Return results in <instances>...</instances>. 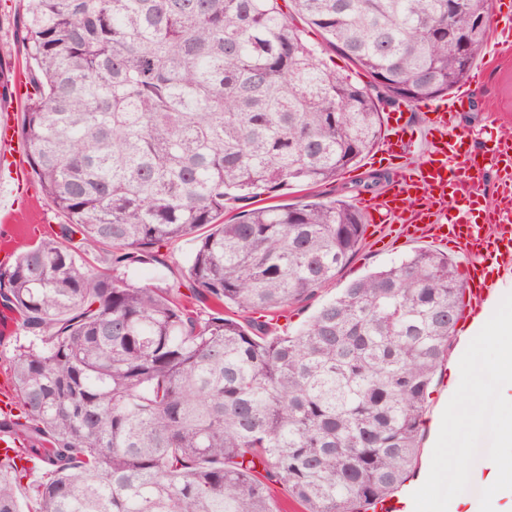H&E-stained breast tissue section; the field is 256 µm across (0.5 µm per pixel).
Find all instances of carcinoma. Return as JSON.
<instances>
[{
  "label": "carcinoma",
  "instance_id": "1",
  "mask_svg": "<svg viewBox=\"0 0 512 512\" xmlns=\"http://www.w3.org/2000/svg\"><path fill=\"white\" fill-rule=\"evenodd\" d=\"M290 2L355 74L278 0H26L21 133L66 222L0 273V304L32 337L0 433L49 467L40 512H274L273 484L306 512H361L417 463L461 315L457 265L415 253L290 333L279 318L350 263L366 221L341 199L250 201L332 181L376 145L381 108L464 83L489 0ZM450 26L474 47L448 48ZM187 237L204 316L127 277ZM25 476L0 464V512H21Z\"/></svg>",
  "mask_w": 512,
  "mask_h": 512
}]
</instances>
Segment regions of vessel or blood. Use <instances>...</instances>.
Here are the masks:
<instances>
[{
	"label": "vessel or blood",
	"instance_id": "obj_1",
	"mask_svg": "<svg viewBox=\"0 0 512 512\" xmlns=\"http://www.w3.org/2000/svg\"><path fill=\"white\" fill-rule=\"evenodd\" d=\"M480 78L448 97L402 103L386 113L388 132L376 154L403 164L383 198L361 200L360 208L377 233L393 225L397 237L452 245L467 260L462 286L463 322L491 309L501 288L512 283V143L494 140L478 147L475 133L459 129L456 118L469 105ZM423 113L419 126L412 113ZM17 113L0 105V159L18 160ZM496 173L491 201H483L486 170ZM413 489L402 485L389 498L372 502L373 512H405Z\"/></svg>",
	"mask_w": 512,
	"mask_h": 512
}]
</instances>
